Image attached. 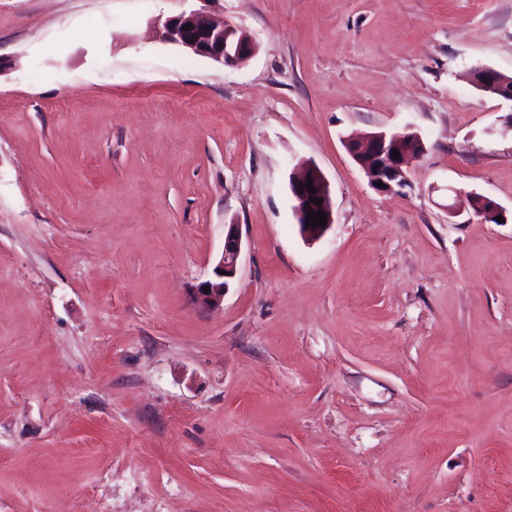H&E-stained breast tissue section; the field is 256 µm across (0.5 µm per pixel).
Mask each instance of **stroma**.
<instances>
[{
    "label": "stroma",
    "instance_id": "35a3bbf8",
    "mask_svg": "<svg viewBox=\"0 0 512 512\" xmlns=\"http://www.w3.org/2000/svg\"><path fill=\"white\" fill-rule=\"evenodd\" d=\"M192 9L256 53L162 41ZM478 66L512 76V0H0V512H512V103ZM407 128L378 193L343 140ZM470 79L483 94L512 103V84L499 72L476 67L472 70ZM308 180H312L314 192L307 189ZM300 185H303V188H300ZM289 195L301 235L308 241L320 239L335 222L329 186L322 172L314 165H304L302 173L290 178ZM311 198L323 200L322 205L311 203ZM305 204H309V207H305ZM318 211L326 213V226L311 227L307 215L309 212H314L315 215ZM306 221H309V227H306ZM464 197L473 211L474 208L477 209V211H474L475 214L480 215L491 222L494 220L496 223H500L496 220V217L502 216V209L495 200L489 196L475 192L468 193ZM475 201H478L477 205H474ZM243 251L242 235L239 225L228 224L224 227V245L213 276L199 283L191 293L192 302L206 309H218L224 304V295L229 288V282L237 272L239 260ZM224 271V274L219 273ZM209 287V293L204 292Z\"/></svg>",
    "mask_w": 512,
    "mask_h": 512
}]
</instances>
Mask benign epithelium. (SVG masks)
Returning a JSON list of instances; mask_svg holds the SVG:
<instances>
[{"label": "benign epithelium", "mask_w": 512, "mask_h": 512, "mask_svg": "<svg viewBox=\"0 0 512 512\" xmlns=\"http://www.w3.org/2000/svg\"><path fill=\"white\" fill-rule=\"evenodd\" d=\"M191 25L185 29V25ZM161 38L178 45L187 51L207 57L224 66H234L250 58L256 51L252 38L236 28L213 20L208 14L200 11L182 13L166 19L160 29ZM471 82L483 94L512 103V82L499 72L476 67L470 75ZM422 140L416 132L387 133L372 132L364 137L348 138L345 147L351 158L362 169L370 185L379 192H400L410 186L408 162L425 155L421 151L415 153L403 147L407 138ZM397 150L400 157H392V150ZM312 183L313 190L305 188ZM289 195L292 210L301 235L308 241L320 239L332 224L335 223L330 201L328 183L322 172L314 165L306 164L302 173L293 176L289 181ZM322 201L318 206L311 199ZM465 199L475 214L493 221L502 215V209L492 198L479 194L468 193ZM326 213L327 223L324 226H306L310 212ZM243 251L242 235L237 224L224 225V245L213 276L193 288L192 302L206 309H218L224 304V295L229 282L237 272ZM209 292H204V288Z\"/></svg>", "instance_id": "7a95c632"}]
</instances>
